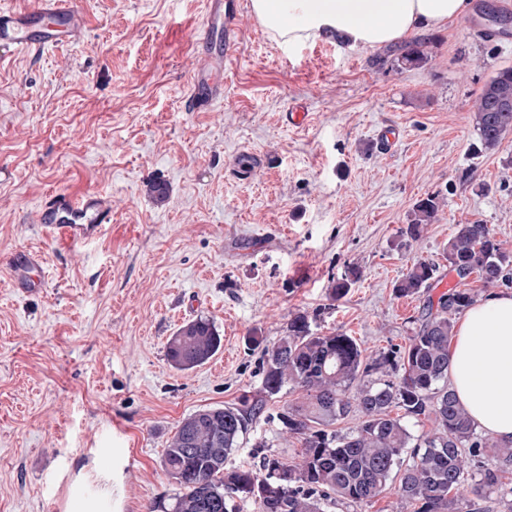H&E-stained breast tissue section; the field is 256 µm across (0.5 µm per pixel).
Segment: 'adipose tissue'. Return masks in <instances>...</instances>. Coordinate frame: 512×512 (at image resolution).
Masks as SVG:
<instances>
[{
  "label": "adipose tissue",
  "mask_w": 512,
  "mask_h": 512,
  "mask_svg": "<svg viewBox=\"0 0 512 512\" xmlns=\"http://www.w3.org/2000/svg\"><path fill=\"white\" fill-rule=\"evenodd\" d=\"M274 40L302 44L339 35L347 44L377 47L443 27L468 0H251ZM449 383L475 424L512 441V294L466 310L455 328Z\"/></svg>",
  "instance_id": "1"
}]
</instances>
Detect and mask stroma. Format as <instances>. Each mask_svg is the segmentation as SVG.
<instances>
[{
	"label": "stroma",
	"mask_w": 512,
	"mask_h": 512,
	"mask_svg": "<svg viewBox=\"0 0 512 512\" xmlns=\"http://www.w3.org/2000/svg\"><path fill=\"white\" fill-rule=\"evenodd\" d=\"M79 2L77 43L0 48V512H151L177 491L162 457L180 421L262 398L250 332L273 345L304 312L373 357L404 347L428 299L457 284L444 257L457 225L488 224L512 250V133L476 151L472 112L512 66V45L487 35L485 9L503 0H470L413 69L329 37L287 48L250 20L207 111L188 105L206 0ZM293 105L307 125L287 124ZM387 127L400 132L389 153L376 144ZM243 151L265 160L248 178L231 166ZM152 180L167 201L147 194ZM55 191L110 195L111 227L72 250L42 237L37 211ZM430 195L437 221L404 236ZM18 251L41 254L39 293L12 287ZM419 259L438 267L431 288L396 296ZM351 267L359 280L330 302ZM200 315L223 346L177 370L168 341ZM300 399L262 398L226 468L267 451L294 461L276 415ZM358 279L359 271L356 268H349L340 278L333 279L329 289V300L338 302L344 299Z\"/></svg>",
	"instance_id": "35a3bbf8"
}]
</instances>
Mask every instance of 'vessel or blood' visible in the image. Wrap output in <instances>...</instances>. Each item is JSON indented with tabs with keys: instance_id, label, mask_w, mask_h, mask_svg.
I'll list each match as a JSON object with an SVG mask.
<instances>
[{
	"instance_id": "vessel-or-blood-1",
	"label": "vessel or blood",
	"mask_w": 512,
	"mask_h": 512,
	"mask_svg": "<svg viewBox=\"0 0 512 512\" xmlns=\"http://www.w3.org/2000/svg\"><path fill=\"white\" fill-rule=\"evenodd\" d=\"M207 28L223 47L202 45L195 51L190 102L210 104L222 99L224 88L213 74L223 69L226 49L234 47L245 27L240 0H207ZM85 16L74 0H37L34 7L0 11V46L43 52L79 40ZM112 221V201L100 192L49 194L39 206V228L53 241L77 247L102 235ZM39 255L18 252L11 259V283L23 294L44 286Z\"/></svg>"
}]
</instances>
